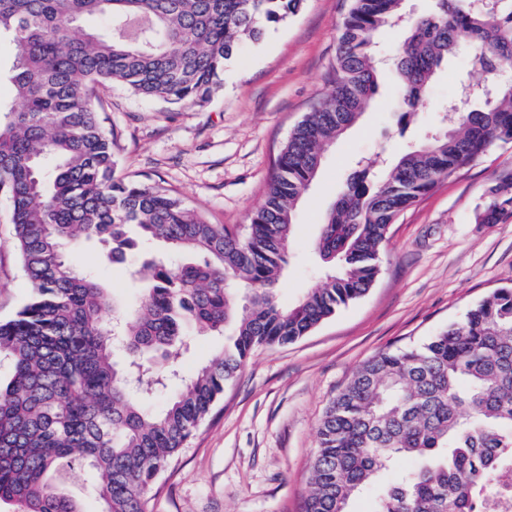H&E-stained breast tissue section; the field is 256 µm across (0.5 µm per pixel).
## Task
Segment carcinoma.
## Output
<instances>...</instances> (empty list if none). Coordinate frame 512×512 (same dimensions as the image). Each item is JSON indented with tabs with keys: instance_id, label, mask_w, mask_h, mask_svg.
Masks as SVG:
<instances>
[{
	"instance_id": "cac0c4a2",
	"label": "carcinoma",
	"mask_w": 512,
	"mask_h": 512,
	"mask_svg": "<svg viewBox=\"0 0 512 512\" xmlns=\"http://www.w3.org/2000/svg\"><path fill=\"white\" fill-rule=\"evenodd\" d=\"M304 0H0V37L14 51L13 103L0 102V192L32 294L0 321V502L16 512H81L57 482L80 460L102 512H148L158 474L187 446L224 387L262 346L307 335L364 296L380 274L391 224L492 148L512 143V81L455 107L453 126L405 151L382 174L349 178L325 213L315 250L323 281L295 305L278 297L294 210L327 146L379 86L378 35L404 25L393 72L400 107L414 112L442 63L463 53L487 73L512 69V0L494 15L472 0H434L404 21L403 0H349L331 89L277 154L264 203L246 232L211 224L160 184L116 174V134L97 117L98 87L119 84L180 107L209 101L226 63ZM117 35L77 33L87 19ZM56 161L53 173L46 163ZM512 209V177L488 191L477 220ZM193 262L148 261L139 309L119 312L128 365L112 359L109 289L78 269L69 248L112 245L123 263L127 228ZM234 326L230 335L227 326ZM190 327L224 335V349L182 380L159 409L147 401L178 376L142 362L182 346ZM302 512H351L354 497L401 460L417 466L380 491L375 512H474L492 474L512 460V288L494 290L427 341L378 353L332 398L317 428Z\"/></svg>"
}]
</instances>
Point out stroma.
<instances>
[{"label":"stroma","instance_id":"1","mask_svg":"<svg viewBox=\"0 0 512 512\" xmlns=\"http://www.w3.org/2000/svg\"><path fill=\"white\" fill-rule=\"evenodd\" d=\"M346 10L347 0H306L245 44L225 67L222 89L199 106L101 89L103 123L118 134L119 174L162 184L211 223L244 228L265 199L280 147L330 89ZM469 81L488 78L466 58L449 60L422 110L409 116L398 109L393 77L381 81L302 197L278 289L285 304L319 284L320 222L358 161L392 163L440 124L449 99ZM510 173L512 143L439 184L391 226L381 272L364 297L296 342L257 349L178 461L159 474L149 512H302L318 424L336 392L377 353L427 340L512 284V216L477 221L489 188ZM74 258L117 300L138 303L144 284L134 264H108L96 241L82 242ZM29 295L10 203L0 195V320L14 317Z\"/></svg>","mask_w":512,"mask_h":512}]
</instances>
